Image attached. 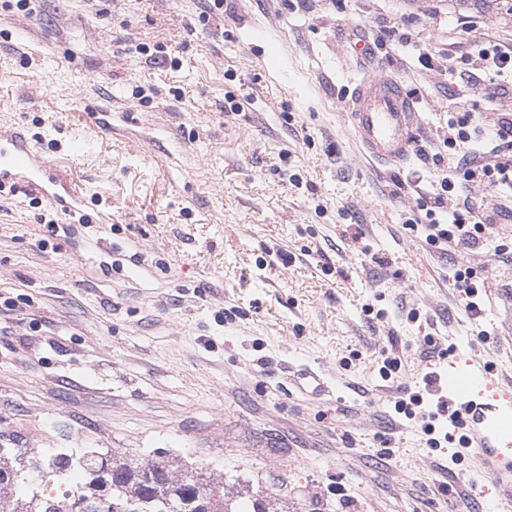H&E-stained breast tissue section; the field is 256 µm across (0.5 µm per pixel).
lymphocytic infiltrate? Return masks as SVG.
Masks as SVG:
<instances>
[{
  "label": "lymphocytic infiltrate",
  "mask_w": 512,
  "mask_h": 512,
  "mask_svg": "<svg viewBox=\"0 0 512 512\" xmlns=\"http://www.w3.org/2000/svg\"><path fill=\"white\" fill-rule=\"evenodd\" d=\"M461 57L466 69L452 66L449 74H462L483 87L489 100L506 94V82L512 79V40H473ZM442 143L445 154L434 158L439 168L434 200L439 203L448 196L458 204L447 222H439L430 208L424 216L408 219L405 227L422 232L426 243L439 251L451 245L470 249L487 240L492 224L478 207L465 200L467 189L481 185L499 199L512 200V113H499L494 130L487 133L476 114L459 105L448 115Z\"/></svg>",
  "instance_id": "lymphocytic-infiltrate-1"
}]
</instances>
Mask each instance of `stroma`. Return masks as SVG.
I'll return each mask as SVG.
<instances>
[{"mask_svg":"<svg viewBox=\"0 0 512 512\" xmlns=\"http://www.w3.org/2000/svg\"><path fill=\"white\" fill-rule=\"evenodd\" d=\"M108 4L0 0V124L38 135L92 219L51 237L40 216H68L0 194V448L165 458L242 512H494L474 461L432 453L393 403L447 373L430 339L512 378V259L403 227L453 98L488 129L512 112V94L449 79L443 53L512 38V7L224 0L203 21L201 0ZM366 75L421 115L405 163L358 151L346 102ZM460 263L486 277L476 321L448 280Z\"/></svg>","mask_w":512,"mask_h":512,"instance_id":"1","label":"stroma"}]
</instances>
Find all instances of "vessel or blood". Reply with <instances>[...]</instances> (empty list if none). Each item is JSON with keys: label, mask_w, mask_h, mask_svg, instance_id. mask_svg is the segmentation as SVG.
<instances>
[{"label": "vessel or blood", "mask_w": 512, "mask_h": 512, "mask_svg": "<svg viewBox=\"0 0 512 512\" xmlns=\"http://www.w3.org/2000/svg\"><path fill=\"white\" fill-rule=\"evenodd\" d=\"M351 129L378 163L400 162L409 153L418 114L394 79H361L351 94ZM0 185L18 187L67 215L84 196L68 175L24 134L0 127ZM448 418L464 438V451L490 478L497 493L512 504V385L497 383L481 359L448 357Z\"/></svg>", "instance_id": "1"}]
</instances>
